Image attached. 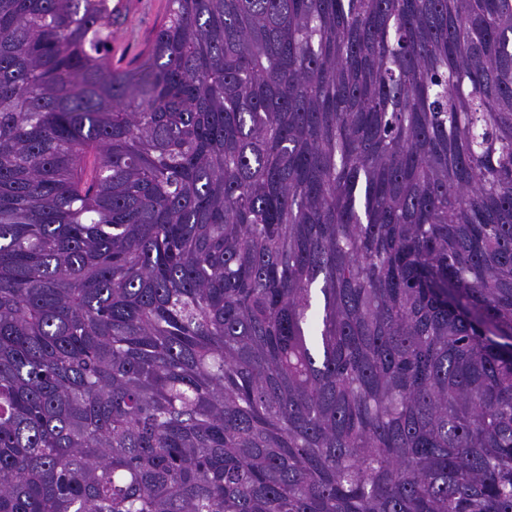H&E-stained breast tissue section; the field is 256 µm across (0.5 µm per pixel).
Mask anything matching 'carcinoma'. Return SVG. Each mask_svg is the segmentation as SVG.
I'll return each mask as SVG.
<instances>
[{"label":"carcinoma","mask_w":512,"mask_h":512,"mask_svg":"<svg viewBox=\"0 0 512 512\" xmlns=\"http://www.w3.org/2000/svg\"><path fill=\"white\" fill-rule=\"evenodd\" d=\"M0 0V512H512V0ZM125 25L114 32L112 28V67L120 70H137L147 59V47L166 15L167 0H145Z\"/></svg>","instance_id":"obj_1"}]
</instances>
